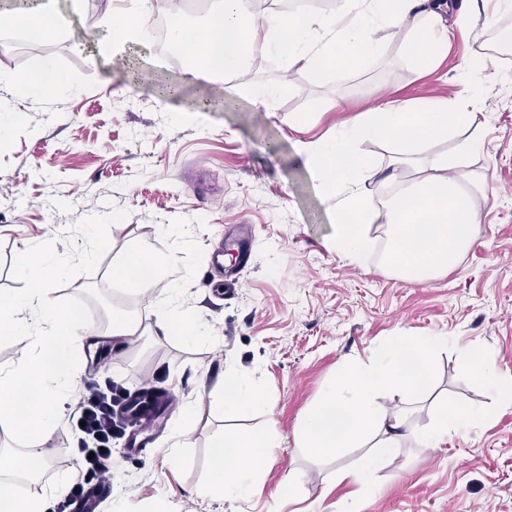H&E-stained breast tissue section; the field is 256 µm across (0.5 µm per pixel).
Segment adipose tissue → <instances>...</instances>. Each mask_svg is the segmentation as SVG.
Instances as JSON below:
<instances>
[{"label": "adipose tissue", "instance_id": "adipose-tissue-1", "mask_svg": "<svg viewBox=\"0 0 512 512\" xmlns=\"http://www.w3.org/2000/svg\"><path fill=\"white\" fill-rule=\"evenodd\" d=\"M255 2L216 0L206 33L193 38L180 13H171L169 36L173 45H190L192 55L200 61L190 69V76L211 80L223 73L235 74L252 58L263 55L311 70L345 61L367 65L391 41L398 42L401 51L418 64L428 66L448 44L447 13H454L459 24L471 19L470 12L452 11L449 0H342L336 19L260 14ZM165 6V0H134L131 9L110 14L107 25L112 38L99 43V56L112 58L127 44L147 40L153 15ZM13 25L44 38L69 30L68 19L56 9L55 0H42L36 11L16 13ZM317 28L326 38L315 46L311 37ZM55 68V62L46 59L38 72ZM38 72L18 71L0 62L1 135L27 119L26 114L11 111L13 98L29 96L43 101L60 89V82L39 81ZM481 104L478 96L431 108L391 101L383 109L342 121L333 140L300 143L299 151L322 192L336 198L331 249L350 263L361 264L374 245L372 225L382 224L389 234L386 268L390 273L409 282H423L447 272L476 236L474 195L482 183L476 177L457 174L456 169L468 165L479 144L473 139L460 140L450 157H435L431 151L450 131L474 121ZM401 135L409 149L393 157L391 165L415 166L417 174L382 202H374L368 187L378 171L357 145L365 140L390 141ZM165 265L163 257L136 249L114 266L112 275L142 291ZM17 267L27 287L23 292L0 296V333L36 340L38 349L33 359L7 370L0 368V427L31 433L23 463L40 470L48 463L45 449L63 421L58 397L76 388L74 355L82 336L78 311L50 297L53 285L66 271L51 248L42 244L25 247L17 257ZM447 343L444 336H401L380 357L346 364L303 417L296 432L297 447L322 456L362 441L372 442L376 457L367 458L353 474L355 481L370 485L377 456L392 453L411 433L408 417L385 412L377 396L427 393L430 358ZM466 359L473 364L478 380L501 403L512 406V373L498 368L494 354L474 348ZM225 384V416L243 417L262 405L261 391L241 377L226 376ZM483 419L482 413L449 400L420 439L427 447L436 448L448 434L474 428ZM282 445V438L270 430L223 435L213 447L203 494L224 498L249 494L261 465Z\"/></svg>", "mask_w": 512, "mask_h": 512}]
</instances>
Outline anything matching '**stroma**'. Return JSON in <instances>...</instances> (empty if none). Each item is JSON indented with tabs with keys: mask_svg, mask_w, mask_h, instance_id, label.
Returning a JSON list of instances; mask_svg holds the SVG:
<instances>
[{
	"mask_svg": "<svg viewBox=\"0 0 512 512\" xmlns=\"http://www.w3.org/2000/svg\"><path fill=\"white\" fill-rule=\"evenodd\" d=\"M129 5L57 0L73 34L36 45L0 28L1 62L34 71L50 57L56 79L76 86L60 106L12 104L29 122L0 137V295L25 286L17 253L56 232L67 273L52 297L76 308L92 330L75 353L79 384L109 375L130 391L156 383L171 396L142 452L129 451L128 437L113 440L112 485L99 512H512V406L499 404L465 361L469 349L485 347L512 371V12L487 0L428 68L392 43L374 64L346 62L331 78L260 56L213 86L186 82L185 65L151 40L126 45L115 61L97 58L98 42L111 36L103 18ZM479 44L493 74L482 84L473 68ZM271 80L287 85L272 113L244 91ZM477 92L481 115L435 149L452 154L470 136L482 143L472 166L486 184L475 196L479 229L457 264L425 283L394 277L385 269L380 224L362 265L330 250L334 201L319 192L298 141L328 139L344 113L371 112L390 99L430 107ZM240 224L251 227V260L228 296L210 261ZM170 225L188 233L189 247L166 234ZM92 236L106 246L81 259ZM136 248L171 259L145 295L112 277L114 264ZM169 301L205 329L196 344L152 332L156 309ZM116 315L141 323L137 341L112 338ZM398 336L447 337L431 360L434 392L485 421L425 448L417 435L435 419L430 401L380 396L387 411L413 408L414 435L379 460L373 488L337 482V471L357 468L370 448L319 458L297 447L295 432L343 366L375 357ZM230 370L264 394L244 427L286 439L250 496L237 501L199 493L227 425L220 384ZM180 422L190 445L177 450L170 437ZM65 436L58 430L46 470L28 480L18 464L27 438L0 432V451L12 457L0 477L19 496L40 498L46 512L61 499L59 478L81 473ZM291 479L297 499L287 504L280 487Z\"/></svg>",
	"mask_w": 512,
	"mask_h": 512,
	"instance_id": "35a3bbf8",
	"label": "stroma"
}]
</instances>
